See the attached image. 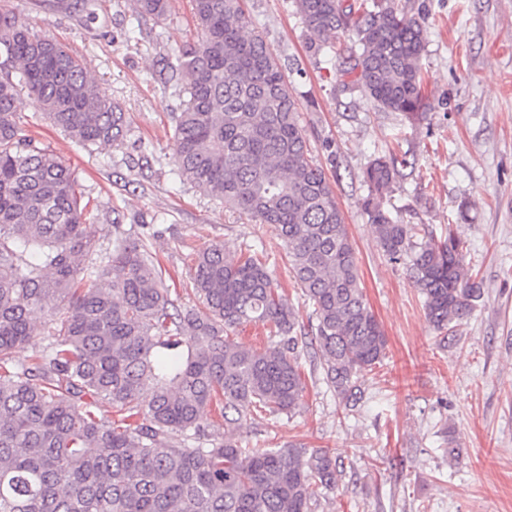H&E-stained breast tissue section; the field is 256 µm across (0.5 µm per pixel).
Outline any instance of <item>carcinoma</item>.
Segmentation results:
<instances>
[{"label": "carcinoma", "mask_w": 512, "mask_h": 512, "mask_svg": "<svg viewBox=\"0 0 512 512\" xmlns=\"http://www.w3.org/2000/svg\"><path fill=\"white\" fill-rule=\"evenodd\" d=\"M241 0H192L201 39L169 63L186 79L172 137L178 177L261 224L284 243L316 318L314 346L345 409L363 399L387 340L359 286L358 258L324 169L309 156L298 104L262 37L247 36ZM316 50L336 52L352 30L344 74L377 105L423 108L421 18L380 0H295ZM96 17L97 0H57ZM169 0H135L137 19H161ZM22 89L84 146L114 145L125 113L83 62L48 32L0 5V512H312L346 465L329 450L290 443L242 448L233 425L287 415L303 397L300 325L252 248L218 244L192 258L201 306L182 307L142 241L112 225V251L86 231L91 200L75 172L22 132ZM394 154L365 172L362 207L384 252L409 268L440 332L468 316L481 281L453 230L414 239L385 207ZM270 325L260 350L230 339ZM43 335L25 365L13 351ZM110 414L101 413L102 407ZM214 406L224 437L205 431Z\"/></svg>", "instance_id": "cac0c4a2"}]
</instances>
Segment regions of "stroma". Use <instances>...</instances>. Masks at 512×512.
I'll return each mask as SVG.
<instances>
[{"label":"stroma","instance_id":"stroma-1","mask_svg":"<svg viewBox=\"0 0 512 512\" xmlns=\"http://www.w3.org/2000/svg\"><path fill=\"white\" fill-rule=\"evenodd\" d=\"M423 19L427 109L406 117L379 107L342 74L337 56L316 53L292 0H243L249 30L266 42L298 102L310 156L323 167L358 257L360 286L386 337V356L357 411L301 351L307 389L292 416L253 415L235 429L244 448L300 442L348 464L339 490L316 512H512V0H394ZM34 30H47L84 62L127 113L119 146L83 147L42 115L28 93L17 110L75 171L97 207L91 232L112 249V226L134 231L182 306L197 305L189 258L210 244L265 258L304 328L313 307L294 283L274 225L224 206L174 171L172 137L185 97L168 68L199 34L191 0H171L161 20L137 21L133 0H98L94 20L54 13L42 0H7ZM406 157L386 206L417 234L454 231L483 295L442 336L428 321L406 260L380 247L362 209L364 171L388 151Z\"/></svg>","mask_w":512,"mask_h":512}]
</instances>
